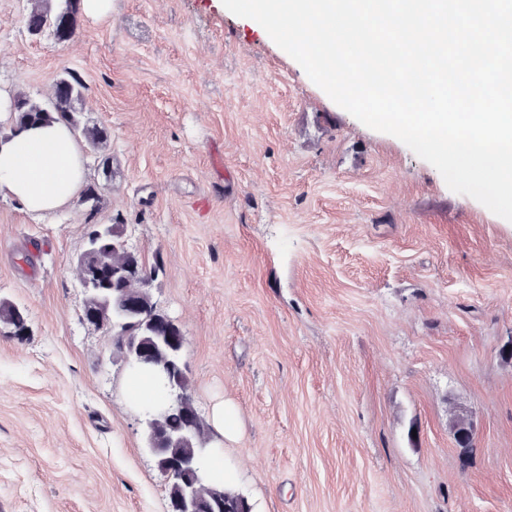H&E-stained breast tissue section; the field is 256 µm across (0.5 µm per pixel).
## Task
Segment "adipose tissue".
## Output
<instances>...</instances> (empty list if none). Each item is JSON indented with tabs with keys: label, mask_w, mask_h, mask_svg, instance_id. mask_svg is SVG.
<instances>
[{
	"label": "adipose tissue",
	"mask_w": 512,
	"mask_h": 512,
	"mask_svg": "<svg viewBox=\"0 0 512 512\" xmlns=\"http://www.w3.org/2000/svg\"><path fill=\"white\" fill-rule=\"evenodd\" d=\"M10 99L0 93V197L19 201L35 213H52L69 204L84 179L82 150L63 124L16 128Z\"/></svg>",
	"instance_id": "adipose-tissue-1"
}]
</instances>
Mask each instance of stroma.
I'll return each instance as SVG.
<instances>
[{
	"label": "stroma",
	"mask_w": 512,
	"mask_h": 512,
	"mask_svg": "<svg viewBox=\"0 0 512 512\" xmlns=\"http://www.w3.org/2000/svg\"><path fill=\"white\" fill-rule=\"evenodd\" d=\"M0 0V90L63 70L100 202L42 217L0 197V512H169L110 333L76 258L120 224L185 334L195 406L231 402L224 462L253 512H512V222L336 105L222 0H112L31 35ZM476 424L473 453L451 419Z\"/></svg>",
	"instance_id": "obj_1"
}]
</instances>
